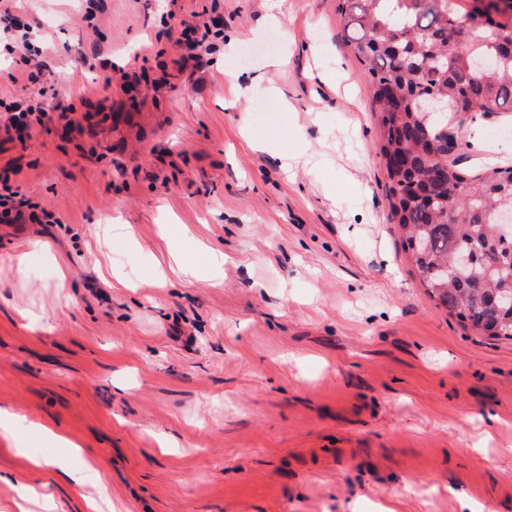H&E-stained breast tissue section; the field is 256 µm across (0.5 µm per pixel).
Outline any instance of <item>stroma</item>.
<instances>
[{"instance_id":"35a3bbf8","label":"stroma","mask_w":512,"mask_h":512,"mask_svg":"<svg viewBox=\"0 0 512 512\" xmlns=\"http://www.w3.org/2000/svg\"><path fill=\"white\" fill-rule=\"evenodd\" d=\"M338 5L97 0L89 23L86 0H13L55 119L0 130V172L56 221L0 223V408L81 452L0 437V512L45 482L52 512H85L34 457L93 464L114 512H512V340L419 281ZM214 18L211 53L176 66L179 21ZM455 155L512 163V112L468 121ZM198 243L224 256L208 279L175 263Z\"/></svg>"}]
</instances>
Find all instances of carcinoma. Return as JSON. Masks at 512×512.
<instances>
[{
  "mask_svg": "<svg viewBox=\"0 0 512 512\" xmlns=\"http://www.w3.org/2000/svg\"><path fill=\"white\" fill-rule=\"evenodd\" d=\"M347 42L378 105L380 155L386 160L392 221L402 246L437 305L490 338L512 339V166L470 174L448 160L441 131L451 109L421 112L435 96L476 115L512 111V21L498 0L464 9L459 0H342ZM496 57L475 71L474 56ZM469 255L467 264L459 262Z\"/></svg>",
  "mask_w": 512,
  "mask_h": 512,
  "instance_id": "obj_1",
  "label": "carcinoma"
}]
</instances>
